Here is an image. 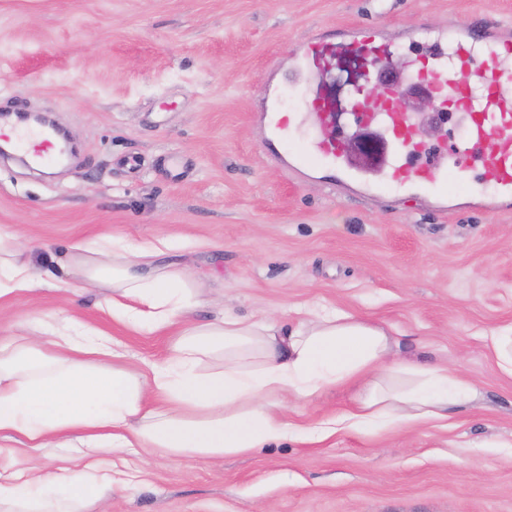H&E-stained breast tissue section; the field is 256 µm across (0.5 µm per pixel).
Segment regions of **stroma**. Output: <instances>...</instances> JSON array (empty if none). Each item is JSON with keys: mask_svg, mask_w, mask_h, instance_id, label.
I'll list each match as a JSON object with an SVG mask.
<instances>
[{"mask_svg": "<svg viewBox=\"0 0 512 512\" xmlns=\"http://www.w3.org/2000/svg\"><path fill=\"white\" fill-rule=\"evenodd\" d=\"M474 15L512 31V0H0V110L48 114L77 149L53 174L0 162V231H20L29 259L103 233L165 239L199 281L200 320L230 309L293 325L336 309L478 389L444 429L341 431L221 460L118 453L107 512H512V378L485 345L512 323V209H483L463 126L410 111L423 144L458 146L469 170L443 210L421 189L381 193L323 165L285 166L297 128L278 136L259 118L275 98L301 108L284 78L301 41L328 35L337 48L311 90L335 94L334 131L348 139L365 82L348 30L382 29L407 57L422 52L415 27ZM105 296L76 281L27 294L0 305V337L65 311L119 342L128 368L163 360L169 337L113 323ZM354 396L343 385L289 402L288 419L316 423Z\"/></svg>", "mask_w": 512, "mask_h": 512, "instance_id": "35a3bbf8", "label": "stroma"}]
</instances>
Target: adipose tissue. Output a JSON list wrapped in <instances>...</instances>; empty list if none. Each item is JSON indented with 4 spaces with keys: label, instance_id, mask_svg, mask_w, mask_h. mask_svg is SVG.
I'll use <instances>...</instances> for the list:
<instances>
[{
    "label": "adipose tissue",
    "instance_id": "obj_1",
    "mask_svg": "<svg viewBox=\"0 0 512 512\" xmlns=\"http://www.w3.org/2000/svg\"><path fill=\"white\" fill-rule=\"evenodd\" d=\"M20 235L0 234V303L66 278L109 289L113 320L173 341L160 362L123 363L109 335L69 315L49 314L27 332L0 339V512H89L112 490L103 458L140 448L174 461L220 460L298 437L283 402L314 399L364 382L348 410L309 428L322 440L342 430L412 428L444 422L478 390L448 367L393 356L384 328L338 311L297 327L225 312L192 319L197 282L168 260V243L109 236L76 243L57 270L24 258ZM77 448L83 465L59 474L36 458L10 464L15 446Z\"/></svg>",
    "mask_w": 512,
    "mask_h": 512
}]
</instances>
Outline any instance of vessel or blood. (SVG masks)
<instances>
[{"label": "vessel or blood", "instance_id": "obj_1", "mask_svg": "<svg viewBox=\"0 0 512 512\" xmlns=\"http://www.w3.org/2000/svg\"><path fill=\"white\" fill-rule=\"evenodd\" d=\"M348 46L377 63L392 55L390 43L371 28L350 34ZM330 48L331 42L325 37L304 42L298 50V65L288 75L289 87L304 88L308 78L320 73ZM401 68L406 72L404 82L378 84L380 106L363 104L357 108V120L376 128L392 145V154L379 171V184L427 186L444 193L449 183L468 178L456 156L438 158L413 139L412 119L401 110L397 95L402 83L422 84L440 107L454 112L466 127L481 179L494 188L485 208L498 210L500 201L512 198V53L502 50L483 18L474 16L438 31L427 53L402 63ZM334 119L323 101L305 99L298 125L310 130L311 135L298 150L296 165L304 167L320 161L351 168L342 142L330 129ZM0 140L13 143L38 162L49 164L54 160V143L44 131L7 121L0 124Z\"/></svg>", "mask_w": 512, "mask_h": 512}]
</instances>
